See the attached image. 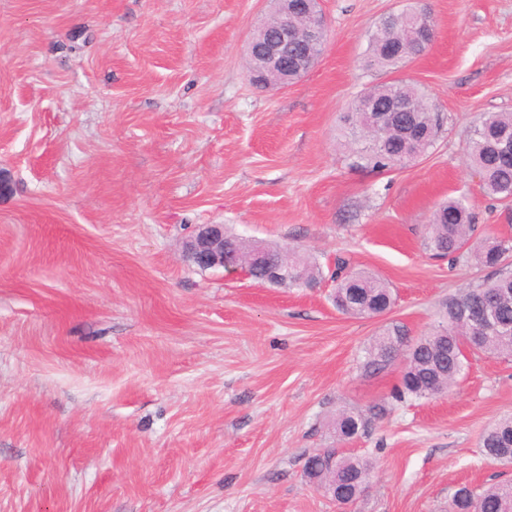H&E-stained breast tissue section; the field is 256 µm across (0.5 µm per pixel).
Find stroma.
I'll list each match as a JSON object with an SVG mask.
<instances>
[{
  "mask_svg": "<svg viewBox=\"0 0 512 512\" xmlns=\"http://www.w3.org/2000/svg\"><path fill=\"white\" fill-rule=\"evenodd\" d=\"M413 5L432 46L392 73L367 32ZM318 64L285 88L248 77L268 0H0V512H448L459 485L512 481L484 431L512 415V360L473 356L450 392L396 403L401 363L369 373L393 323L430 332L485 279L433 256L425 228L454 197L474 241L512 235L466 145L512 112V0H323ZM401 77L441 119L407 166L357 165L340 117ZM202 224L291 245L387 281L376 318L331 282L276 288L202 270ZM388 404L337 444L344 410ZM368 458L342 507L311 481L320 449Z\"/></svg>",
  "mask_w": 512,
  "mask_h": 512,
  "instance_id": "35a3bbf8",
  "label": "stroma"
}]
</instances>
